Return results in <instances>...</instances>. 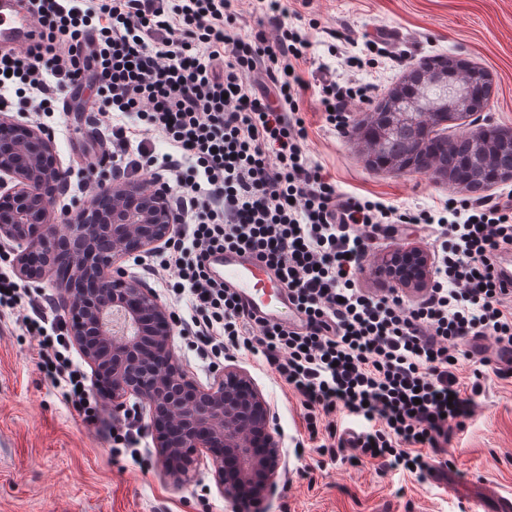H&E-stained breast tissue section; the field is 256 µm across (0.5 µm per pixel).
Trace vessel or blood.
I'll list each match as a JSON object with an SVG mask.
<instances>
[{"mask_svg":"<svg viewBox=\"0 0 512 512\" xmlns=\"http://www.w3.org/2000/svg\"><path fill=\"white\" fill-rule=\"evenodd\" d=\"M40 29L37 13L29 0H0V37L13 43L30 46ZM212 270L234 288L250 308L277 318L282 324L294 320V310L285 287L279 281L262 283L265 270L262 261L240 252L227 251L209 259Z\"/></svg>","mask_w":512,"mask_h":512,"instance_id":"obj_1","label":"vessel or blood"}]
</instances>
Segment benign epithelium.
Wrapping results in <instances>:
<instances>
[{"label":"benign epithelium","instance_id":"obj_1","mask_svg":"<svg viewBox=\"0 0 512 512\" xmlns=\"http://www.w3.org/2000/svg\"><path fill=\"white\" fill-rule=\"evenodd\" d=\"M491 92L488 73L463 58L425 60L364 113L352 135L372 168L424 173L466 192L485 191L512 180V170L498 165L502 153L512 152V128L474 126L466 132L468 155L451 168L442 159L455 151V140L438 129L485 111ZM403 129L412 148L389 152V137ZM11 178L17 184L10 188ZM67 185L68 171L51 141L1 116L0 239L21 245L16 272L27 280L53 276L70 336L94 369L96 389L116 413L126 410L131 396L149 411L165 473L185 478L204 451L232 512H262L281 464L269 404L247 373L233 367L207 388L190 378L174 355L167 307L148 284L116 266L170 237L175 218L164 196L141 183L102 186L96 196L105 205L86 206L58 224L51 218L52 196ZM100 238L111 241L112 253L97 251ZM430 268V255L416 246L397 248L373 265L374 274L409 294L428 286Z\"/></svg>","mask_w":512,"mask_h":512}]
</instances>
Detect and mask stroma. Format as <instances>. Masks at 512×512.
I'll list each match as a JSON object with an SVG mask.
<instances>
[{
    "mask_svg": "<svg viewBox=\"0 0 512 512\" xmlns=\"http://www.w3.org/2000/svg\"><path fill=\"white\" fill-rule=\"evenodd\" d=\"M284 25L310 33L313 46L297 70L309 83L300 99L308 138L306 154L333 176L340 190L378 195L409 208L435 206L457 188L425 174L395 175L366 165L350 135L326 123L318 65L335 77L348 71L353 43L383 29L385 50L376 68L359 78L375 83L380 102L424 59L456 55L487 69L494 96L483 123L512 127V0H288ZM93 93L82 88L54 101L48 123L63 167L77 171L82 147L95 138L87 123ZM38 347L14 316L0 318V512H231L218 489L211 461L190 480L174 483L160 465L153 437L142 439V464L112 457V406L100 402L97 423L87 424L37 366ZM270 404L271 432L282 451L275 486L264 512H500L512 501V377L489 378L476 420L456 433L444 474L425 480L411 473L382 474L377 462L319 466L306 449L299 402L281 387L268 364L238 359Z\"/></svg>",
    "mask_w": 512,
    "mask_h": 512,
    "instance_id": "stroma-1",
    "label": "stroma"
}]
</instances>
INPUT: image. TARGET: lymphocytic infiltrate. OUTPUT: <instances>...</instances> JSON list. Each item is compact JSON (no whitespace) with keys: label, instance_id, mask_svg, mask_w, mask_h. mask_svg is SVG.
Listing matches in <instances>:
<instances>
[{"label":"lymphocytic infiltrate","instance_id":"f902f5d3","mask_svg":"<svg viewBox=\"0 0 512 512\" xmlns=\"http://www.w3.org/2000/svg\"><path fill=\"white\" fill-rule=\"evenodd\" d=\"M31 2L42 31L24 55L0 54V112L16 106L39 124L65 90L95 84L92 122L106 152L85 167L106 160L118 175L145 171L164 192L178 227L141 265L159 279L173 273V294L188 297L189 316L173 318L188 345L204 356H263L303 408L321 458L430 475L479 411L485 374L512 376V289L498 275L512 250V193L414 212L339 190L304 148L307 83L294 66L312 47L308 34L284 27L271 44L242 35L235 0H97L86 11ZM17 83L28 94L16 101ZM319 87L325 120L339 129L351 101L371 90L328 77ZM115 112L138 125L111 124ZM401 224L425 233L432 254L431 286L416 300L359 284L370 248ZM224 250L273 270L301 326L249 313L205 264ZM8 310L22 311L19 327L63 399L92 414L93 389L64 354L56 298L1 272ZM463 360L474 367L468 389Z\"/></svg>","mask_w":512,"mask_h":512}]
</instances>
